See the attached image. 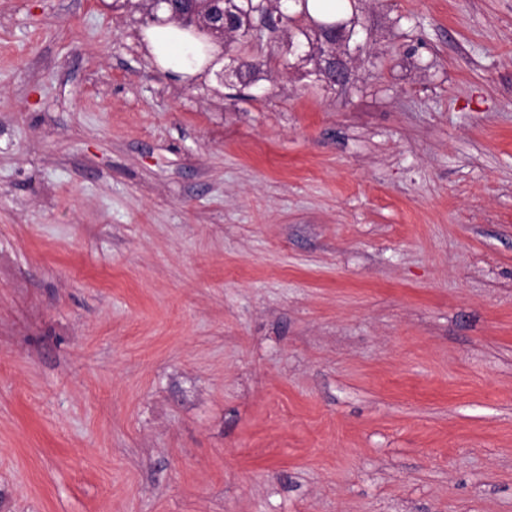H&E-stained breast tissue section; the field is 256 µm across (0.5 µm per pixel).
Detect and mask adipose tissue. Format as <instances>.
<instances>
[{
    "mask_svg": "<svg viewBox=\"0 0 512 512\" xmlns=\"http://www.w3.org/2000/svg\"><path fill=\"white\" fill-rule=\"evenodd\" d=\"M143 35L146 48L157 64L185 79L200 73L219 54L217 45L202 42L171 23L149 27Z\"/></svg>",
    "mask_w": 512,
    "mask_h": 512,
    "instance_id": "1",
    "label": "adipose tissue"
}]
</instances>
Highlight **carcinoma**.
<instances>
[{
    "mask_svg": "<svg viewBox=\"0 0 512 512\" xmlns=\"http://www.w3.org/2000/svg\"><path fill=\"white\" fill-rule=\"evenodd\" d=\"M360 0H336L333 9L336 11V20L344 22L343 41L357 42L363 29L359 14ZM291 8L288 9L287 21L282 24L278 32L287 37L288 54L303 58L301 50L309 48L307 56L318 53L319 63L309 72L313 82L331 83L333 71L321 47L314 46L311 38L312 28L320 24L309 14L308 0H288ZM273 6V0H193L188 8L198 16L212 18L215 22V32L224 35V56L232 63L231 75L239 84L246 88L257 81V74L266 61L255 56H243L234 46L235 37L248 36L253 22L266 13Z\"/></svg>",
    "mask_w": 512,
    "mask_h": 512,
    "instance_id": "carcinoma-1",
    "label": "carcinoma"
}]
</instances>
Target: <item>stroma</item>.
Masks as SVG:
<instances>
[{"instance_id":"35a3bbf8","label":"stroma","mask_w":512,"mask_h":512,"mask_svg":"<svg viewBox=\"0 0 512 512\" xmlns=\"http://www.w3.org/2000/svg\"><path fill=\"white\" fill-rule=\"evenodd\" d=\"M361 7L244 97L0 0V512H512V0ZM336 5L333 9L336 11V21H343L344 36L343 41L346 42V47L349 51L350 43H356L360 32L363 29L361 18L359 14L360 0H335ZM341 2H348L344 4Z\"/></svg>"}]
</instances>
